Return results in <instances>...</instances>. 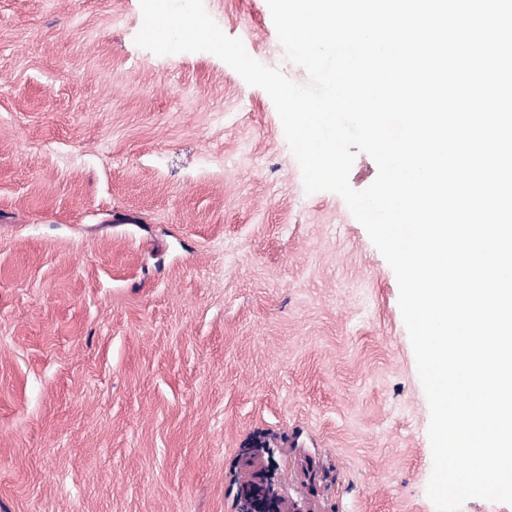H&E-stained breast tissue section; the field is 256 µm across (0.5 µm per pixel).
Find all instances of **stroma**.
Returning <instances> with one entry per match:
<instances>
[{
    "instance_id": "stroma-1",
    "label": "stroma",
    "mask_w": 512,
    "mask_h": 512,
    "mask_svg": "<svg viewBox=\"0 0 512 512\" xmlns=\"http://www.w3.org/2000/svg\"><path fill=\"white\" fill-rule=\"evenodd\" d=\"M288 62L267 0H204ZM140 0H0V512H435L395 274L269 95ZM257 480L243 486L238 495L241 501L240 512H301L293 506L286 508L284 501L279 498L273 487L264 481L259 474Z\"/></svg>"
}]
</instances>
